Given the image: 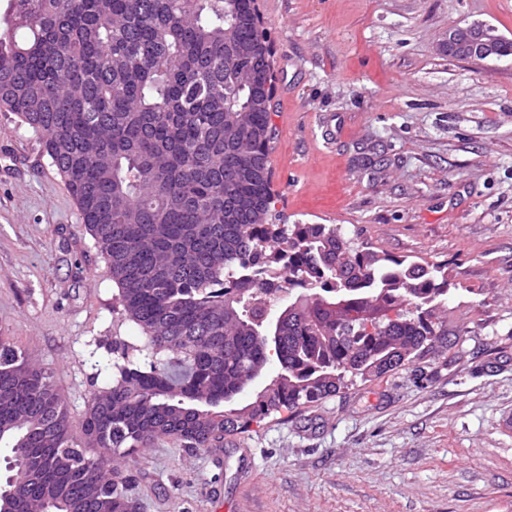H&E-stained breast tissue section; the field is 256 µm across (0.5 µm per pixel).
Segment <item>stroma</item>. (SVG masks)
Returning <instances> with one entry per match:
<instances>
[{"instance_id":"1","label":"stroma","mask_w":512,"mask_h":512,"mask_svg":"<svg viewBox=\"0 0 512 512\" xmlns=\"http://www.w3.org/2000/svg\"><path fill=\"white\" fill-rule=\"evenodd\" d=\"M255 7L276 214L446 265L448 345L207 448L160 439L118 460L127 497L136 512H512V58L443 49L478 23L512 38V0ZM1 341L50 372L79 439L112 379L101 361L140 336L39 134L0 111Z\"/></svg>"}]
</instances>
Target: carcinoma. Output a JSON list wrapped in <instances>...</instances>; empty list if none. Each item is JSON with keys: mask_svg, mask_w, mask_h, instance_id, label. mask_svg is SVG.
I'll use <instances>...</instances> for the list:
<instances>
[{"mask_svg": "<svg viewBox=\"0 0 512 512\" xmlns=\"http://www.w3.org/2000/svg\"><path fill=\"white\" fill-rule=\"evenodd\" d=\"M253 0H12L21 39L0 38V109L41 134L151 357L123 351L88 405L84 442L48 372L0 342V445L44 461L21 512H128L112 456L162 437L208 448L283 408L340 391L348 365L380 377L443 343L433 321L444 266L381 256L333 224H275L269 108L233 55L259 41ZM263 170L260 178L248 169ZM301 289L283 323L278 371L252 402L225 408L270 360L268 303ZM341 293L336 311L324 300ZM386 310L394 318L378 321Z\"/></svg>", "mask_w": 512, "mask_h": 512, "instance_id": "obj_1", "label": "carcinoma"}]
</instances>
